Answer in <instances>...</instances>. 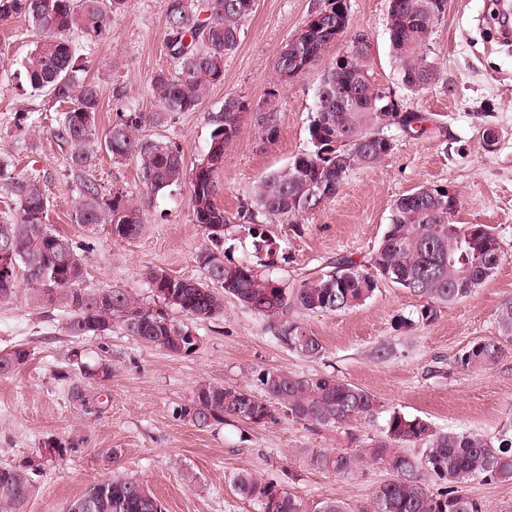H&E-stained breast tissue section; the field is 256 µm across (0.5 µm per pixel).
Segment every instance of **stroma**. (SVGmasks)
<instances>
[{"label":"stroma","instance_id":"stroma-1","mask_svg":"<svg viewBox=\"0 0 512 512\" xmlns=\"http://www.w3.org/2000/svg\"><path fill=\"white\" fill-rule=\"evenodd\" d=\"M325 6L326 0H258L237 48L224 60L223 84L198 110L145 126L140 138L177 143L190 168L207 151L210 114L225 96L254 104L272 101L280 116L275 141L263 138L254 113H242L224 150L215 202L230 227L224 236L226 258L238 262L255 252L252 239L235 233V225L263 224L280 244L269 271L288 286L299 287L345 259L370 271L396 200L433 183L457 196V222L495 227L502 246L499 265L429 323L417 319L422 298L385 281L364 305L345 312H290V319L320 338L323 352L315 359L283 347L273 321L231 297L224 300L222 316L193 322L196 353L173 358L117 322L102 336H70L63 309L37 306L28 288L20 287L15 298L0 304V350L20 344L30 352L27 363L0 377V466L25 465L53 441L81 442L78 451L44 466L24 512H62L115 470L147 485L165 512H258L234 484L244 471L280 482L298 496L303 512H317L323 501L336 498L366 512L390 477L385 466L369 460L355 474L339 477L309 466L306 450L347 447L350 432L363 441L380 436L395 411L440 429L491 436L512 424V344L491 370L465 371L455 363L466 347L499 336L500 308L512 300V43L499 40L493 20L498 0H446L424 47L437 66V79L417 93L398 79L388 38V0H349L352 29L367 33L373 45L375 82L391 90L401 109L426 115L427 132L413 136L391 126L389 154L348 171L339 192L319 209L291 220L266 216L256 211V184L309 150L316 89L345 43L329 44L305 74L280 87L272 82L273 64L284 44ZM165 8L166 0H126L113 14L107 37L90 51L89 76L101 91L98 133H105L121 110H154L151 77L171 67ZM36 40L27 19L0 24V157L11 161L13 173L40 175L50 224L86 247L85 287L128 289L150 306L155 296L140 276L145 267L202 279L196 255L208 240L192 220L189 184L144 205L145 230L137 238L117 240L103 228L91 236L72 224L78 183L68 169L71 148L51 133L61 109L13 77ZM487 127L498 133L491 148L483 139ZM90 174L103 187L140 194L136 160L117 163L101 149ZM402 316L412 318L413 326L398 327ZM101 361L112 365L111 378L101 384L109 402L99 414L87 416L69 402L67 388L79 377L80 364ZM268 368L334 374L372 392L380 412L338 430H314L283 414L262 426L228 418L204 429L181 417V407L201 382L256 394V374ZM112 448L122 451L114 461L107 457Z\"/></svg>","mask_w":512,"mask_h":512}]
</instances>
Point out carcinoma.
<instances>
[{
    "instance_id": "obj_1",
    "label": "carcinoma",
    "mask_w": 512,
    "mask_h": 512,
    "mask_svg": "<svg viewBox=\"0 0 512 512\" xmlns=\"http://www.w3.org/2000/svg\"><path fill=\"white\" fill-rule=\"evenodd\" d=\"M123 3L0 0V24L22 16L40 34L35 48L21 61L18 78L32 93L68 105L52 134L72 147L68 164L80 185L72 221L89 234L107 227L117 240L133 239L143 231L142 211L128 193L119 188L106 193L85 176L101 142L114 161L134 158L139 162L142 193L147 197L189 182L193 220L207 230L210 242L196 256L205 280L179 278L156 268L143 271L141 276L150 288L172 287L173 302L155 292L159 308L146 306L128 289L82 287L86 268L78 244L47 223L49 200L40 176L26 173L8 183L15 208L0 216V256L12 266L8 276L0 275V302L13 298L21 278L42 306L64 309L66 331L74 337L100 336L118 321L129 335L182 358L196 352L199 340L192 338L188 323L174 320L168 311L177 310L193 320H211L223 314L224 297L230 296L258 316L278 322L276 339L311 359L322 354L321 340L303 324L282 320L290 310L356 308L373 296L381 278L425 298L418 318L430 322L439 306L467 297L493 274L501 258L493 227L448 222V207L459 206L458 199L434 185L421 186L396 200L372 258L375 277L346 261L332 272L289 288L265 274L268 263L262 257L274 255L278 243L264 225L255 222L239 225V233L254 240L255 260L224 261L220 243L227 224L224 210L214 202L216 174L224 166L222 150L237 134L240 113L256 112L257 125L265 135L278 128V112L268 101L253 110L241 97H225L224 104L210 114V143H218L221 153L199 171L185 168L177 144L143 141L136 132L147 124L163 123L175 112L196 111L212 89L224 82V56L237 48L256 0H167L164 40L172 69L152 77L157 109L117 113L100 140L96 114L101 93L98 84L87 79L89 65L83 51L106 35L112 14ZM445 4L446 0H389L390 46L398 79L411 92L428 88L436 79L437 66L423 48ZM348 22L347 14L333 9L318 18L319 28L298 47V55L314 62L328 44L349 36L348 60H335L316 91L308 125L310 149L260 180L256 204L266 215L296 218L336 195L348 169L336 166L334 143L348 146L354 165H373L392 150V140L383 138L384 130H376L377 109L388 103L387 90L372 78V51L366 35L361 31L347 34ZM294 62L293 52L283 46L273 66L274 84H286L283 74ZM339 91L354 97L349 108L337 106ZM498 322L502 335L465 349L456 358L459 367L488 371L498 363L505 345L512 344V300L502 305ZM29 356L22 346L0 350V376L13 373ZM111 375L112 364L106 362L84 369L83 380L68 387L70 401L85 414L94 413L103 405V393L94 384ZM257 380L262 396L240 386L203 383L180 416L200 429L222 423L226 417L263 425L277 420L276 408L280 407L291 419L318 429L371 417L381 407L371 392L329 373L306 375L272 368L260 371ZM402 444L420 447L422 454H409L401 450ZM366 460L383 462L391 475L376 491L372 512H485L482 501L469 493L468 484L477 478L512 484V429L505 427L495 436L443 431L421 417L395 411L383 435L357 452L316 448L308 457L310 466L340 476L354 474ZM37 473L31 463L0 468V512H19L35 492ZM235 485L257 503L260 512H301L297 495L258 473L238 474ZM79 499L91 503L87 512H163L161 502L143 483L122 474L92 485Z\"/></svg>"
}]
</instances>
